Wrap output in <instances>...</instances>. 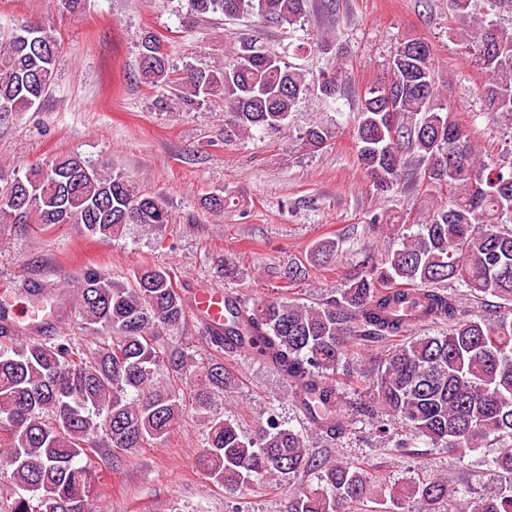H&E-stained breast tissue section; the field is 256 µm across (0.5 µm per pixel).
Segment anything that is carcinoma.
<instances>
[{"label": "carcinoma", "mask_w": 512, "mask_h": 512, "mask_svg": "<svg viewBox=\"0 0 512 512\" xmlns=\"http://www.w3.org/2000/svg\"><path fill=\"white\" fill-rule=\"evenodd\" d=\"M310 8L311 0H190V20L254 18L294 33ZM448 12L457 45L484 74V112L512 130V24L500 22L512 15V0H448ZM333 42L299 36L289 46L298 56L325 52ZM139 47L145 83L171 89L180 104L222 103L226 141L288 129L291 113L311 90L334 103L346 77L340 65L316 77L248 38L229 51L223 66L177 74L155 33L140 35ZM58 50L54 29L31 20L0 42V121L38 107L55 79ZM450 111L441 101L431 45L421 38L398 42L385 80L359 106L357 161L378 189L388 190L410 154L447 200L431 207L417 231L398 234V247L380 262H367L314 305L279 297L247 306L228 296L222 321L207 324L216 354L204 366L162 339V332L185 323L187 302L170 275L152 266L125 280L92 266L80 274L73 308L81 329L102 338L93 352L70 337L49 345L0 344L6 464L14 485L33 492L13 498L7 512H95L83 456L92 448L131 453L161 442L188 406L206 425L198 463L225 489L315 472L316 482L289 496L286 512H342L376 488L406 512H512V161L484 159L467 127L448 125ZM334 137L331 129L312 126L299 141L317 151ZM171 222L161 197L121 171L103 173L77 156L17 171L0 186V224H77L87 237L110 241L131 225L153 231ZM336 251V241L321 240L310 261L319 264ZM450 282L476 298L497 297L508 308L493 319L464 318L448 293ZM407 307L418 324L445 330L391 349L368 374L360 414L370 416L380 406L412 436L460 456L499 443L492 458L499 482L491 494L470 497L446 478L389 487L364 466L317 461L304 433L273 417L249 436L210 413L215 398L235 383L224 356L243 351L288 381L315 430L342 437L353 422L336 411V371L348 363L355 341L406 335ZM162 366L178 381H161ZM185 378L186 399L179 387Z\"/></svg>", "instance_id": "obj_1"}]
</instances>
